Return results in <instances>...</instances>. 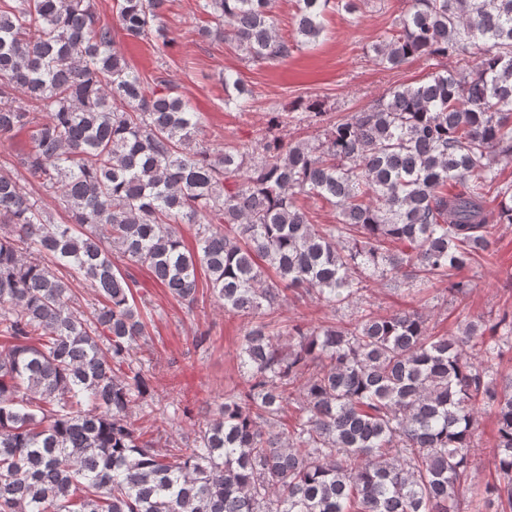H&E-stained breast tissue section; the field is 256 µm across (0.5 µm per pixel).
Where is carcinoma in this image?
<instances>
[{
	"label": "carcinoma",
	"instance_id": "1",
	"mask_svg": "<svg viewBox=\"0 0 512 512\" xmlns=\"http://www.w3.org/2000/svg\"><path fill=\"white\" fill-rule=\"evenodd\" d=\"M166 2L117 0L111 28L93 0H0V140L29 130L23 167L70 215L52 223L0 172V512H465L482 408L498 473L485 512H512V374L493 371L511 314L453 336L416 309L313 329L271 319L287 290L338 311L375 277L408 292L450 278L489 253L487 225L512 224V184L494 167L512 158V0H409L377 64L472 56L470 74L390 87L312 141L217 151L178 87L114 47L118 31L169 47ZM198 3L215 22L201 34L257 64L316 44L329 9L354 10L295 0L289 41L272 0ZM224 94L247 111L240 78L224 75ZM299 196L337 222L312 223ZM178 224L197 225L195 250ZM114 251L189 307L202 269L224 311L252 318L244 387L184 448H156L129 420L153 386L137 282ZM75 281L96 292L90 318Z\"/></svg>",
	"mask_w": 512,
	"mask_h": 512
}]
</instances>
